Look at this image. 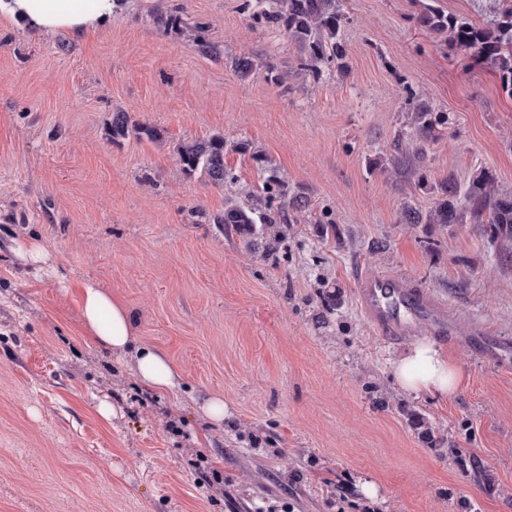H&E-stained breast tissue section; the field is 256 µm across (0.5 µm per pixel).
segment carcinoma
<instances>
[{"instance_id": "1", "label": "carcinoma", "mask_w": 512, "mask_h": 512, "mask_svg": "<svg viewBox=\"0 0 512 512\" xmlns=\"http://www.w3.org/2000/svg\"><path fill=\"white\" fill-rule=\"evenodd\" d=\"M263 13L266 20L281 25L301 51L300 66L318 73L332 64L342 67L345 52L340 35L346 15L342 0H268ZM490 19L473 23L428 6L418 16L421 26L443 38L454 50L469 54L476 62L489 68L498 77L502 90L512 98V0H493L487 5ZM234 71L249 77L257 67L252 56L233 60ZM448 125V117L433 111L424 103L412 114L411 132L405 141L394 143L388 164L390 171H418L417 162L424 158L426 145L440 136ZM112 141L134 136L156 140L158 131L140 124L124 111L112 113L109 127ZM249 144L229 142L221 133L206 138L187 140L175 147L176 162L189 177L196 174L222 187L234 179L226 157L229 153L244 154ZM312 216L310 201L302 192L288 191V183L276 174L268 176L256 202L243 205L228 201L224 212L214 216L213 223L232 229L249 249H262L269 255L277 253L286 238L288 225ZM410 224H474L489 231L491 238L501 235L512 238V193L499 190L495 175L482 170L468 185L459 184L450 174L436 186L433 206L421 215L406 213Z\"/></svg>"}]
</instances>
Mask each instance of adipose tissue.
<instances>
[{
	"instance_id": "obj_1",
	"label": "adipose tissue",
	"mask_w": 512,
	"mask_h": 512,
	"mask_svg": "<svg viewBox=\"0 0 512 512\" xmlns=\"http://www.w3.org/2000/svg\"><path fill=\"white\" fill-rule=\"evenodd\" d=\"M120 0H0V20L12 21L35 33L80 35L110 22ZM80 310L87 336L101 348L131 357L139 382L156 391L177 387L179 373L159 351L138 344L129 309L111 292L89 280L80 288ZM401 389L414 394L448 397L461 372L426 338L416 339L395 366Z\"/></svg>"
}]
</instances>
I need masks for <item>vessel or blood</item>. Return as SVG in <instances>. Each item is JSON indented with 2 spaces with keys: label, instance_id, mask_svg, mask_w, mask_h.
<instances>
[{
  "label": "vessel or blood",
  "instance_id": "obj_1",
  "mask_svg": "<svg viewBox=\"0 0 512 512\" xmlns=\"http://www.w3.org/2000/svg\"><path fill=\"white\" fill-rule=\"evenodd\" d=\"M356 285L361 310L386 341L399 340L418 320L429 322L437 333H446L447 309L405 278L360 274L356 277Z\"/></svg>",
  "mask_w": 512,
  "mask_h": 512
}]
</instances>
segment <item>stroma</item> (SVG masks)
I'll return each mask as SVG.
<instances>
[{"instance_id":"stroma-1","label":"stroma","mask_w":512,"mask_h":512,"mask_svg":"<svg viewBox=\"0 0 512 512\" xmlns=\"http://www.w3.org/2000/svg\"><path fill=\"white\" fill-rule=\"evenodd\" d=\"M254 2L127 0L82 36L0 20V512H512V360L474 348L512 339V256L476 225L404 217L451 174L486 169L512 192V98L419 25L424 0H343L346 64L317 76ZM240 55L261 62L246 79ZM422 99L447 128L419 173L383 174ZM118 110L159 140L112 142ZM215 132L265 155L334 231L293 225L267 257L214 223L266 178L236 153L235 182L182 173L176 145ZM33 239L50 271L16 256ZM359 268L446 303L447 337L422 322L383 341ZM87 279L127 305L180 386L147 393L86 336ZM417 337L460 369L449 397L399 390L396 358ZM211 395L232 412L218 426Z\"/></svg>"}]
</instances>
